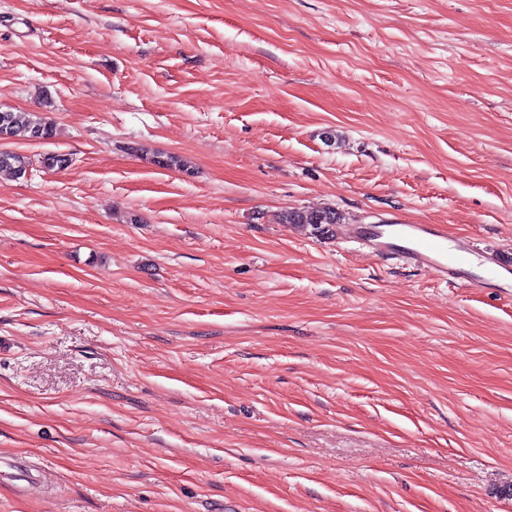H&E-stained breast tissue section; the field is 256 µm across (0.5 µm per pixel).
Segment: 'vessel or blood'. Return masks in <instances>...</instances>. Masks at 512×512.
Here are the masks:
<instances>
[{
  "label": "vessel or blood",
  "mask_w": 512,
  "mask_h": 512,
  "mask_svg": "<svg viewBox=\"0 0 512 512\" xmlns=\"http://www.w3.org/2000/svg\"><path fill=\"white\" fill-rule=\"evenodd\" d=\"M355 238L368 243L380 258H395L434 272L440 279L465 282L467 258L474 248L470 241L449 243L437 224H360Z\"/></svg>",
  "instance_id": "obj_1"
}]
</instances>
